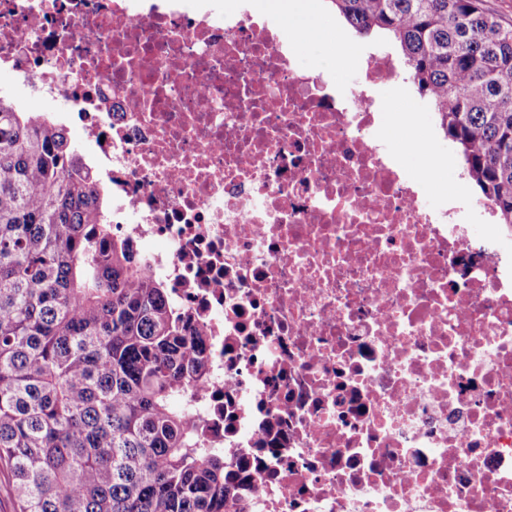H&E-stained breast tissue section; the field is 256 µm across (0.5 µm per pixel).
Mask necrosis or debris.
<instances>
[{"label": "necrosis or debris", "mask_w": 512, "mask_h": 512, "mask_svg": "<svg viewBox=\"0 0 512 512\" xmlns=\"http://www.w3.org/2000/svg\"><path fill=\"white\" fill-rule=\"evenodd\" d=\"M0 0V67L62 97L118 230L207 334L189 404L249 512H512V289L488 239L247 12Z\"/></svg>", "instance_id": "4bbe7bcc"}]
</instances>
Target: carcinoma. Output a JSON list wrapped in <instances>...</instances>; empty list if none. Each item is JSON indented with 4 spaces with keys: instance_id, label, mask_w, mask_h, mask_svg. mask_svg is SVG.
I'll return each mask as SVG.
<instances>
[{
    "instance_id": "carcinoma-1",
    "label": "carcinoma",
    "mask_w": 512,
    "mask_h": 512,
    "mask_svg": "<svg viewBox=\"0 0 512 512\" xmlns=\"http://www.w3.org/2000/svg\"><path fill=\"white\" fill-rule=\"evenodd\" d=\"M400 47L512 229V23L483 0H330ZM65 127L0 95V464L17 512H246L185 405L206 331L112 229Z\"/></svg>"
}]
</instances>
